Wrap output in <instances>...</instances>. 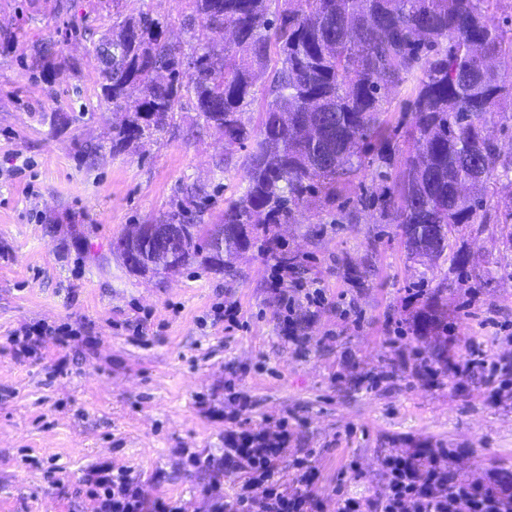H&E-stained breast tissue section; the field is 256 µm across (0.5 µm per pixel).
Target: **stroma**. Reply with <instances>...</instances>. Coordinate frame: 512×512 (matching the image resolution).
Returning a JSON list of instances; mask_svg holds the SVG:
<instances>
[{"label": "stroma", "mask_w": 512, "mask_h": 512, "mask_svg": "<svg viewBox=\"0 0 512 512\" xmlns=\"http://www.w3.org/2000/svg\"><path fill=\"white\" fill-rule=\"evenodd\" d=\"M190 11L189 0H0V336L36 322L74 331L23 362L0 345V512H91L78 490L103 460L147 497L207 512L211 473L191 457L221 455L239 424L287 432L322 512H336L340 490L384 493L381 463L395 451L447 448L470 480L511 482L512 405L493 403L497 383L443 373L448 357H466L468 337L490 355L512 350L490 340L495 325L512 326L508 225H462L437 264L409 259L400 228L358 204L385 188L363 170L278 229L295 258L286 288L316 281L328 296L301 325L304 352L282 337L275 265L255 252L174 276L122 264L115 244L130 225L160 223L194 186L207 197L200 223H220L243 184L245 149L198 125L188 99L157 138L108 147L124 113L101 100L94 37L147 12L188 49ZM90 143L103 146L93 158ZM224 300L239 305V327L201 325ZM430 303L448 328L421 337L415 317ZM398 329L399 351L387 343Z\"/></svg>", "instance_id": "obj_1"}]
</instances>
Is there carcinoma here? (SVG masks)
Returning <instances> with one entry per match:
<instances>
[{"mask_svg": "<svg viewBox=\"0 0 512 512\" xmlns=\"http://www.w3.org/2000/svg\"><path fill=\"white\" fill-rule=\"evenodd\" d=\"M191 2L190 55L147 13L113 23L95 46L102 98L127 112L112 147L162 132L184 92L224 143L253 144L222 223H194L195 189L163 220L181 227L172 248L182 266L199 257L220 265V229L225 260L255 248L288 265L279 225L336 197L367 164L380 180L391 177L392 90L410 121L381 216L398 225L411 258L429 252L435 261L458 225L487 223L489 195L512 200V152L485 135L491 125L512 128V25L495 21L504 0ZM227 23L237 38L217 49ZM262 80L270 100L255 128L243 114Z\"/></svg>", "mask_w": 512, "mask_h": 512, "instance_id": "carcinoma-1", "label": "carcinoma"}]
</instances>
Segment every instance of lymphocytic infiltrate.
<instances>
[{"instance_id": "1", "label": "lymphocytic infiltrate", "mask_w": 512, "mask_h": 512, "mask_svg": "<svg viewBox=\"0 0 512 512\" xmlns=\"http://www.w3.org/2000/svg\"><path fill=\"white\" fill-rule=\"evenodd\" d=\"M283 274L272 281L279 299L289 313L284 335L288 343L307 347L309 339L297 329L295 315L300 305L319 308L325 305L324 289L309 288L296 298L284 291ZM16 360L22 361L45 348L47 343L63 345L57 328L46 324L25 326L6 338ZM449 381L474 372L494 380L500 373L512 375V352L488 356L476 342H469L464 361L448 359L445 364ZM444 448H427L414 453L397 452L387 456L382 466L388 484L378 498L338 496L336 512H512V485L489 479L476 483L451 466L445 465ZM288 463V435H269L265 431L228 428L224 431L222 460L194 455L197 467L214 468L215 474L205 489L208 512H321L320 500L310 491L308 478H300L283 488L281 472ZM239 476L232 493L224 491L225 475ZM85 495L92 501V512H187L179 499H148L125 469L104 463L84 480Z\"/></svg>"}]
</instances>
